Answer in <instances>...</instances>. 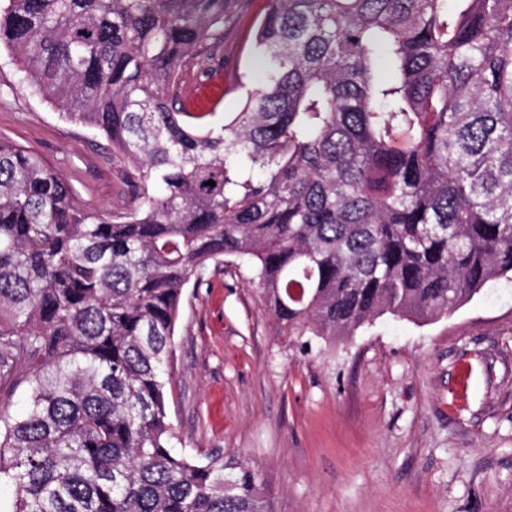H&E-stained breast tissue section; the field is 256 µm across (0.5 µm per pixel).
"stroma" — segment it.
Here are the masks:
<instances>
[{"label":"stroma","mask_w":512,"mask_h":512,"mask_svg":"<svg viewBox=\"0 0 512 512\" xmlns=\"http://www.w3.org/2000/svg\"><path fill=\"white\" fill-rule=\"evenodd\" d=\"M268 0L224 24L225 88L184 97L216 119L256 84ZM0 139L34 150L84 206H130L125 168L0 49ZM169 418L176 452L257 466L275 512H512V283L430 322L383 316L328 345L281 328L238 261L184 291Z\"/></svg>","instance_id":"35a3bbf8"}]
</instances>
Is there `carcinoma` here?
I'll use <instances>...</instances> for the list:
<instances>
[{
	"mask_svg": "<svg viewBox=\"0 0 512 512\" xmlns=\"http://www.w3.org/2000/svg\"><path fill=\"white\" fill-rule=\"evenodd\" d=\"M236 0H9L0 47L102 133L134 207H82L0 140V480L10 512H272L261 471L173 450L183 290L226 257L279 325L332 343L512 281V0H269L260 78L179 107ZM215 185H209V182ZM27 408L24 387L21 386L13 392H2L0 395V412L8 416H17Z\"/></svg>",
	"mask_w": 512,
	"mask_h": 512,
	"instance_id": "cac0c4a2",
	"label": "carcinoma"
}]
</instances>
